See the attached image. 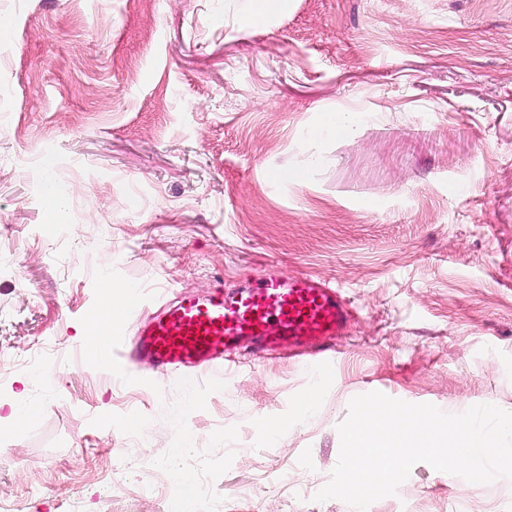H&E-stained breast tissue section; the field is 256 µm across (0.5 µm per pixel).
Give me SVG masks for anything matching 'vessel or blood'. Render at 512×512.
Here are the masks:
<instances>
[{"instance_id":"b4317fda","label":"vessel or blood","mask_w":512,"mask_h":512,"mask_svg":"<svg viewBox=\"0 0 512 512\" xmlns=\"http://www.w3.org/2000/svg\"><path fill=\"white\" fill-rule=\"evenodd\" d=\"M348 322L340 287L273 272L246 284L216 286L204 296L179 294L138 328L131 356L172 373L205 371L219 382L230 356L247 348L304 349L315 361L330 363Z\"/></svg>"}]
</instances>
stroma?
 <instances>
[{"mask_svg":"<svg viewBox=\"0 0 512 512\" xmlns=\"http://www.w3.org/2000/svg\"><path fill=\"white\" fill-rule=\"evenodd\" d=\"M0 253V416L40 407L0 437V504L169 512L185 474L195 512H352L305 488L353 397L512 411V0H0ZM270 269L344 289L329 369L114 358ZM107 279L139 292L104 369L74 334ZM44 345L47 382L20 366ZM368 512H512V480L421 462Z\"/></svg>","mask_w":512,"mask_h":512,"instance_id":"1","label":"stroma"}]
</instances>
